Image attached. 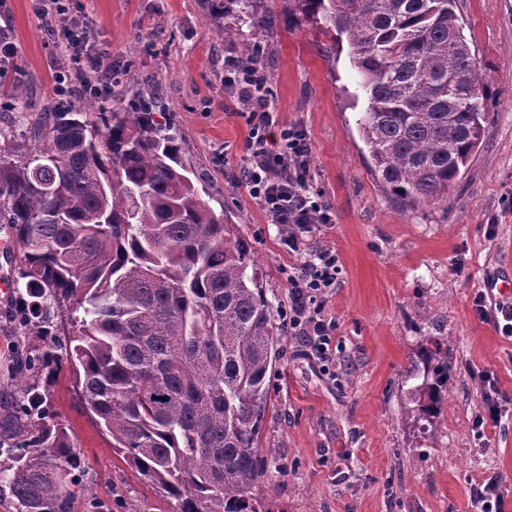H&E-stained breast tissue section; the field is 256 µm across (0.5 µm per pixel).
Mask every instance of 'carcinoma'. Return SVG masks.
<instances>
[{"instance_id": "1", "label": "carcinoma", "mask_w": 512, "mask_h": 512, "mask_svg": "<svg viewBox=\"0 0 512 512\" xmlns=\"http://www.w3.org/2000/svg\"><path fill=\"white\" fill-rule=\"evenodd\" d=\"M256 28V0H206ZM296 25L347 40L367 99L357 120L373 171L408 208L448 201L487 129L479 62L456 0H286ZM142 93L106 114L48 105L35 146L0 142V224L19 257L10 311L21 335L27 422L0 462L21 512H71L85 460L45 412L67 365L112 448L174 512H267L258 448L282 336L254 250L196 189L168 112ZM431 412L448 353L422 350Z\"/></svg>"}]
</instances>
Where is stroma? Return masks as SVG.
I'll return each instance as SVG.
<instances>
[{
	"mask_svg": "<svg viewBox=\"0 0 512 512\" xmlns=\"http://www.w3.org/2000/svg\"><path fill=\"white\" fill-rule=\"evenodd\" d=\"M68 3L69 18L87 23L120 66L97 110L125 106L138 88L171 113L183 163L201 178L208 204L251 242L274 313L288 306L292 267L325 247L336 253L340 273L324 300L331 361L289 334L270 373L259 446L270 452L274 481L257 488L268 512H473L475 486L494 476L512 483V340L472 305L488 282L512 279V0H456L488 88L487 132L447 204L413 209L371 168L356 124L366 101L348 47H335L319 27L289 24L281 0H261L274 17L266 30L231 12L209 17L201 0ZM223 27L237 38L224 40ZM0 29L15 43L0 65V130L26 150L34 142L16 122L53 103L63 60L47 44L38 0H8ZM255 42L278 119L266 136L278 139L284 125L306 132L313 186L335 216L297 254L237 186L251 124L224 95V57ZM12 303L0 293V420L23 396L18 349L26 339L1 316ZM438 343L448 349V397L435 417L406 420L420 401L419 353ZM487 375L504 413L481 427ZM48 413L88 465L72 512H172L170 499L115 454L68 371L52 385Z\"/></svg>",
	"mask_w": 512,
	"mask_h": 512,
	"instance_id": "35a3bbf8",
	"label": "stroma"
}]
</instances>
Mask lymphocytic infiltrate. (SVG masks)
<instances>
[{"label":"lymphocytic infiltrate","mask_w":512,"mask_h":512,"mask_svg":"<svg viewBox=\"0 0 512 512\" xmlns=\"http://www.w3.org/2000/svg\"><path fill=\"white\" fill-rule=\"evenodd\" d=\"M57 53L71 62L56 77L57 95L65 97L73 81H80L85 94L102 95L112 70L98 52L83 26L73 24L55 43ZM267 76L260 66L245 64L240 57L224 58V93L249 113L252 127L248 157L241 186L268 215L271 223L286 232L283 244L289 252H299L302 236L321 224L333 221V211L322 193L314 190L313 146L306 133L296 126L282 127L278 143H269L265 130L276 121L275 108L268 97ZM339 273L333 251L322 249L289 273L291 286L283 323L319 356H327L331 320L322 298Z\"/></svg>","instance_id":"f902f5d3"}]
</instances>
